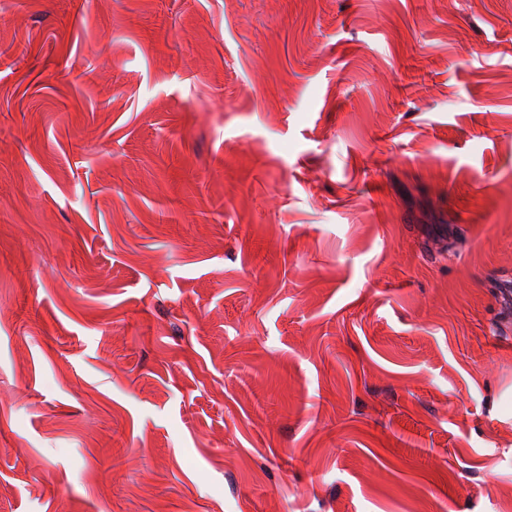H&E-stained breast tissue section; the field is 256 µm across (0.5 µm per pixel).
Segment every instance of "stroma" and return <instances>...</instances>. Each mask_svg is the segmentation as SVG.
Returning <instances> with one entry per match:
<instances>
[{
	"mask_svg": "<svg viewBox=\"0 0 512 512\" xmlns=\"http://www.w3.org/2000/svg\"><path fill=\"white\" fill-rule=\"evenodd\" d=\"M0 512H512V0H0Z\"/></svg>",
	"mask_w": 512,
	"mask_h": 512,
	"instance_id": "obj_1",
	"label": "stroma"
}]
</instances>
